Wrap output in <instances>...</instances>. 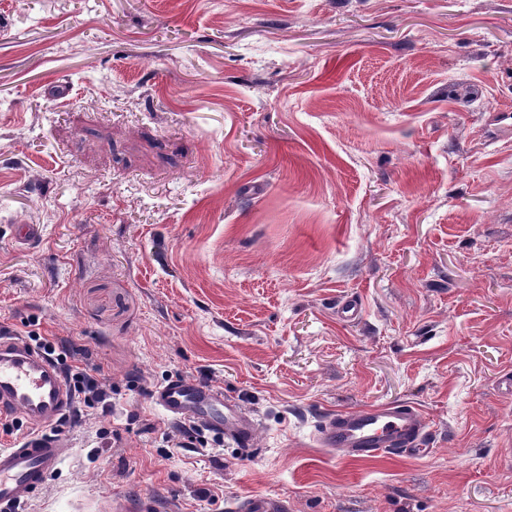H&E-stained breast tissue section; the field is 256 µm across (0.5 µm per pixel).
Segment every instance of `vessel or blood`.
<instances>
[{
    "instance_id": "b4317fda",
    "label": "vessel or blood",
    "mask_w": 512,
    "mask_h": 512,
    "mask_svg": "<svg viewBox=\"0 0 512 512\" xmlns=\"http://www.w3.org/2000/svg\"><path fill=\"white\" fill-rule=\"evenodd\" d=\"M153 400L173 419L191 418L214 431L232 425L238 447H250L255 426L222 390L181 377L156 388ZM74 398L59 368L23 337L0 335V415L26 422L29 431L17 444L0 449V512H12L44 487L64 453L61 439L43 434L45 423L70 413ZM319 440L327 448L348 449L353 457L379 452L427 454L428 432L420 410L409 404H390L326 414ZM244 512H288L286 501L254 494Z\"/></svg>"
}]
</instances>
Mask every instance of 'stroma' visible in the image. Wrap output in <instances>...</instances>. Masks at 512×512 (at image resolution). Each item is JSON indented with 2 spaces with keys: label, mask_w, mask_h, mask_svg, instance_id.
I'll use <instances>...</instances> for the list:
<instances>
[{
  "label": "stroma",
  "mask_w": 512,
  "mask_h": 512,
  "mask_svg": "<svg viewBox=\"0 0 512 512\" xmlns=\"http://www.w3.org/2000/svg\"><path fill=\"white\" fill-rule=\"evenodd\" d=\"M0 326L108 394L18 512H512V0H0ZM396 403L428 455L317 438ZM153 400L161 412L173 419L189 417L196 425L213 431H222L224 424H232L235 444L247 449L252 445L254 423L243 416L236 402L220 389L177 377L157 387ZM241 510L245 512H288V504L282 499L254 494L244 501Z\"/></svg>",
  "instance_id": "stroma-1"
}]
</instances>
